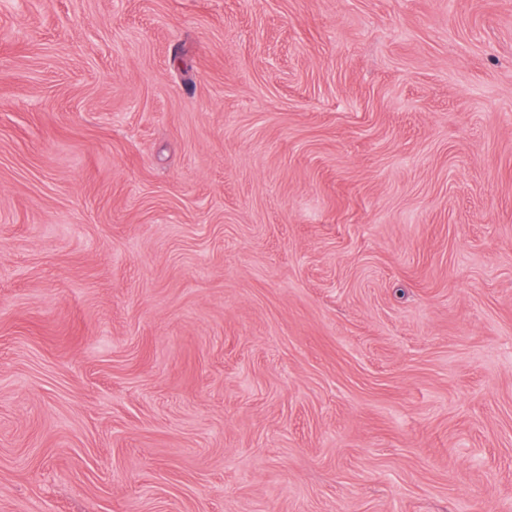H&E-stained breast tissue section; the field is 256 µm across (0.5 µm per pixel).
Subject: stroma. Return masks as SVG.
I'll return each instance as SVG.
<instances>
[{
	"instance_id": "35a3bbf8",
	"label": "stroma",
	"mask_w": 512,
	"mask_h": 512,
	"mask_svg": "<svg viewBox=\"0 0 512 512\" xmlns=\"http://www.w3.org/2000/svg\"><path fill=\"white\" fill-rule=\"evenodd\" d=\"M0 512H512V0H0Z\"/></svg>"
}]
</instances>
